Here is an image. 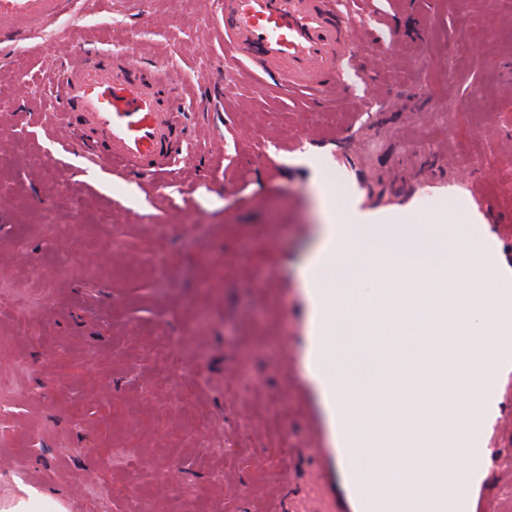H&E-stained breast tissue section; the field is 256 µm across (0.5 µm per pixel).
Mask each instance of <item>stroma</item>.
Instances as JSON below:
<instances>
[{
	"label": "stroma",
	"instance_id": "stroma-1",
	"mask_svg": "<svg viewBox=\"0 0 512 512\" xmlns=\"http://www.w3.org/2000/svg\"><path fill=\"white\" fill-rule=\"evenodd\" d=\"M354 7L378 76L349 74L337 104L257 90L216 0H78L0 53V502L32 486L81 512H372L312 348L326 212L466 217L493 245L485 287L512 299V0ZM134 27L138 56L173 52L192 124L185 168L154 185L85 155L49 68ZM492 397L454 512H512V371Z\"/></svg>",
	"mask_w": 512,
	"mask_h": 512
}]
</instances>
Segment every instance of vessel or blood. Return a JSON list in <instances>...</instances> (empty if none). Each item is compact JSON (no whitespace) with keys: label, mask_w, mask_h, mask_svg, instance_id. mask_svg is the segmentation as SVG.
Returning <instances> with one entry per match:
<instances>
[{"label":"vessel or blood","mask_w":512,"mask_h":512,"mask_svg":"<svg viewBox=\"0 0 512 512\" xmlns=\"http://www.w3.org/2000/svg\"><path fill=\"white\" fill-rule=\"evenodd\" d=\"M220 3L224 51L257 76L259 89L302 92L318 106L335 100L362 25L350 0ZM74 4L0 0V50L73 15ZM54 79L66 123L88 157L143 179L172 174L185 158L187 123L168 61L92 45L58 65Z\"/></svg>","instance_id":"vessel-or-blood-1"}]
</instances>
